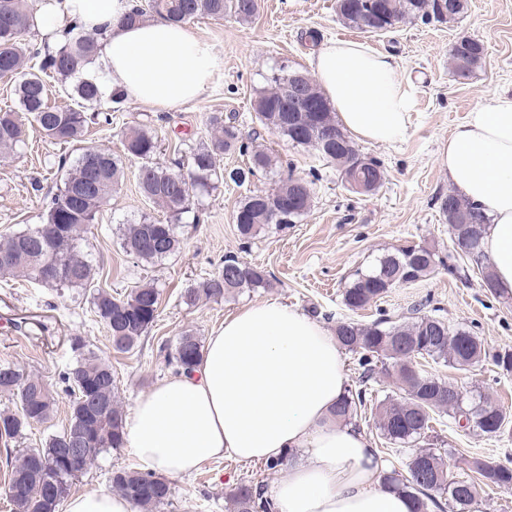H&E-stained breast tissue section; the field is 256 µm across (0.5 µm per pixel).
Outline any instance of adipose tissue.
Returning a JSON list of instances; mask_svg holds the SVG:
<instances>
[{
	"label": "adipose tissue",
	"mask_w": 512,
	"mask_h": 512,
	"mask_svg": "<svg viewBox=\"0 0 512 512\" xmlns=\"http://www.w3.org/2000/svg\"><path fill=\"white\" fill-rule=\"evenodd\" d=\"M133 0H52L40 5L43 34L62 40L71 25L101 33L85 69L103 94L122 90L157 112L196 101L214 66L209 44L188 27L123 17ZM340 125L357 140H401L411 92L393 57L361 43L332 41L310 61ZM459 196L487 218L483 247L495 288L512 294V94L479 106L439 148ZM347 381L335 336L321 323L270 301L225 319L191 373L154 385L124 423L139 469L176 478L216 457L287 462L270 496L276 512H414L406 495L383 485L386 468L365 435L335 421ZM65 512H133L122 495L86 491Z\"/></svg>",
	"instance_id": "1"
}]
</instances>
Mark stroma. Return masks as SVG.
<instances>
[{"mask_svg":"<svg viewBox=\"0 0 512 512\" xmlns=\"http://www.w3.org/2000/svg\"><path fill=\"white\" fill-rule=\"evenodd\" d=\"M189 27L210 44L217 59L201 97L171 112H156L125 99L111 124L89 126L83 146L121 152L124 127L149 120L161 138L160 161H184L188 153L182 142L207 139L206 118L218 113L237 127L244 140L267 148L276 157L277 168L271 174L247 176L241 183L228 179L220 183L204 197L195 219L178 224L179 252L148 265L126 254L118 239L121 224L153 211L138 189L137 162L127 163L122 183L109 195L88 234L87 249L95 269L92 287L107 285L125 294L152 282L161 292L155 326L128 353L112 351L106 330L91 309L92 288L60 292L0 275V362L41 377L57 392L52 424L32 428L21 447H40L66 423L69 398L59 375L75 361L69 339L77 335L111 361L120 401L128 413L140 395L174 374L159 354L161 344L175 343L186 331L208 338L226 317L268 301L314 316L331 329L348 319L407 321L415 305L421 304L437 310L450 327L471 328L487 351L512 349V295L485 288L478 270L464 258L457 259L456 272L437 268L423 281L391 288L366 309L353 312L342 302L353 274L370 270L384 253L414 245L430 246L443 257L454 253V237L440 209L453 185L438 164L437 153L468 112L490 104L498 93H512V0H468L457 23H406L382 35L344 25L336 13V0H260L250 23L204 17L191 21ZM462 35L479 39L485 48L480 67L465 79L456 77L450 64V49ZM331 40L361 42L391 55L399 78L412 92L413 107L402 140L358 145L384 170L382 185L366 196L349 190L334 165L263 130L252 109L275 68L308 70L315 42ZM27 134V144L15 158L0 162V235L40 223L44 198L55 192L59 182L60 157L75 154L71 147L46 142L37 128H29ZM313 171L318 174L312 185L313 207L300 223L282 231L269 229L251 241L242 239L234 215L246 196L271 191L288 175L305 178ZM228 254L269 272L270 287L186 307L181 300L184 290L215 274ZM424 368L468 391L491 395L507 413L504 433L490 440L462 431L450 417L434 421L437 446L448 450L454 474L470 475L476 457L512 467V373L488 361L467 371L432 361ZM134 464L128 448L104 452L72 490H111L113 470ZM287 474L284 465L270 470L262 463L213 459L191 476L173 479L172 503L159 512H227V499L241 482L269 488Z\"/></svg>","mask_w":512,"mask_h":512,"instance_id":"obj_1","label":"stroma"}]
</instances>
